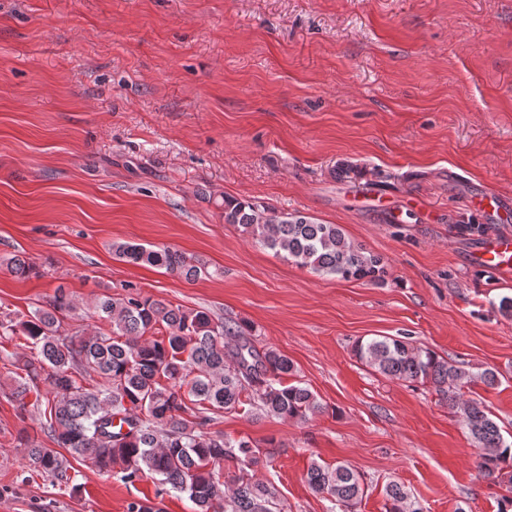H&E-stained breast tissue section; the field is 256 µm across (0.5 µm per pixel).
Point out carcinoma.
<instances>
[{
  "label": "carcinoma",
  "instance_id": "carcinoma-1",
  "mask_svg": "<svg viewBox=\"0 0 512 512\" xmlns=\"http://www.w3.org/2000/svg\"><path fill=\"white\" fill-rule=\"evenodd\" d=\"M224 223L320 276L384 282V259L351 241L338 224L229 199L224 200ZM112 251L122 261L163 268L187 281L201 274L190 258L170 247L126 242L113 244ZM6 265L23 278L36 270L31 259L20 255ZM74 310L60 286L48 307L35 310L29 319L0 318V338L21 334L30 340L29 354L4 352V360L20 370L11 396L21 400L44 384L50 399L41 429L67 450L64 455L31 445L30 465L65 483L75 461L103 473L117 467L128 482L149 475L163 493L188 494L197 512H221L224 500L232 512H272L273 491L247 473L258 463V445L211 430L208 412L246 408L301 421L321 412L322 404L308 387L283 383L294 372L293 361L274 347L257 348L247 325L229 327L203 310L137 292L96 298L95 314L108 329L93 336L66 323ZM157 325L166 329V336L146 339ZM355 352L381 374L429 383L448 400L478 449L486 476L497 479L504 467H512V441L503 437L488 411L464 399L463 389L471 382L468 372L400 338L360 341ZM95 375L102 382L89 384ZM226 459L240 471L227 496L219 472ZM306 479L313 492L330 497L340 512H354L364 495L360 473L341 462L334 468L314 462ZM385 494L387 512H419L400 485H388Z\"/></svg>",
  "mask_w": 512,
  "mask_h": 512
}]
</instances>
